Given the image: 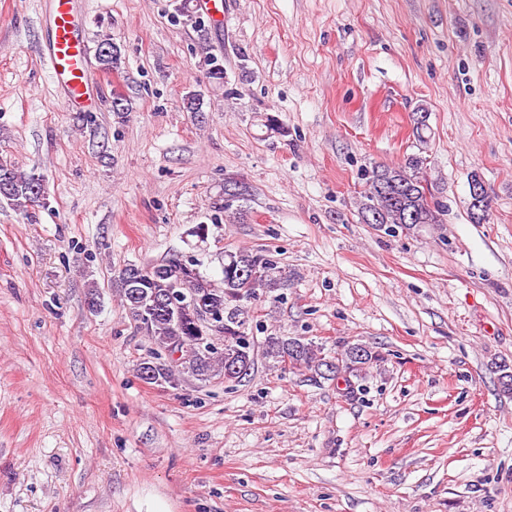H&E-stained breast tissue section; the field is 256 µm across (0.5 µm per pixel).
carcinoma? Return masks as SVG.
Wrapping results in <instances>:
<instances>
[{"mask_svg": "<svg viewBox=\"0 0 512 512\" xmlns=\"http://www.w3.org/2000/svg\"><path fill=\"white\" fill-rule=\"evenodd\" d=\"M206 66L218 65L220 69L208 70L215 84L224 82V59L201 47ZM98 59L106 70L119 67L121 49L107 38L99 44ZM425 159L411 155L397 166L375 165L364 170L363 179L368 189L361 204L363 221L380 224L386 231L413 230L423 224L441 223L444 206L429 191L424 174ZM0 173L9 175L11 190L4 197L11 206L29 218H34V207L40 205L44 195L34 191L42 181L41 176L14 169L0 161ZM140 281L131 283L125 269L113 276V284L122 300L127 315L149 340L158 344L151 356L142 360L137 372L150 367L155 382L173 388L188 378L207 382L224 374L229 367H238L243 381L254 369L257 352L272 361V367L308 371L324 379L337 378V372L328 369V362L341 365L345 377L359 378L370 366L380 362V354L368 346L349 344L331 354L323 347L300 337L268 336L261 346H256L249 336L250 305L265 301L282 300L279 290L285 286V276L278 262L260 250L224 252L223 286L217 287L195 267L191 261L178 257L162 263L140 267ZM176 285H185L202 306L172 305L170 314H150L154 297L170 291ZM211 337V346L177 366L167 362L165 350L170 346H196L199 337Z\"/></svg>", "mask_w": 512, "mask_h": 512, "instance_id": "obj_1", "label": "carcinoma"}]
</instances>
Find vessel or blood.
<instances>
[{
  "mask_svg": "<svg viewBox=\"0 0 512 512\" xmlns=\"http://www.w3.org/2000/svg\"><path fill=\"white\" fill-rule=\"evenodd\" d=\"M46 21L50 30L47 64L70 108L79 110L89 97L88 47L76 33L74 0H51Z\"/></svg>",
  "mask_w": 512,
  "mask_h": 512,
  "instance_id": "obj_1",
  "label": "vessel or blood"
}]
</instances>
